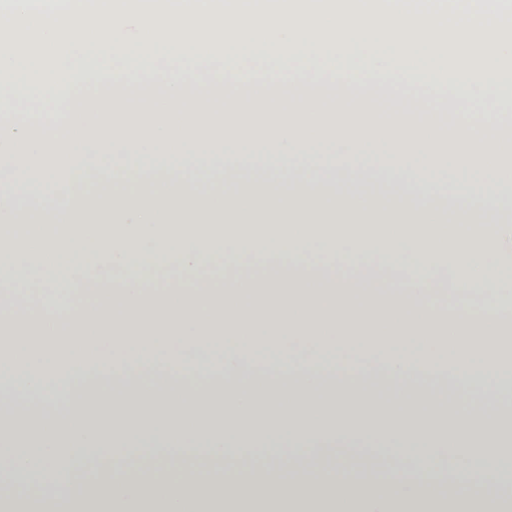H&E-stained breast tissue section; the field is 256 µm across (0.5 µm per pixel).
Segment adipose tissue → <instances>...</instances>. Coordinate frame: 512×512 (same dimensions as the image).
<instances>
[{
    "mask_svg": "<svg viewBox=\"0 0 512 512\" xmlns=\"http://www.w3.org/2000/svg\"><path fill=\"white\" fill-rule=\"evenodd\" d=\"M109 144L156 150L166 167L77 173L60 156L67 178L56 197L22 191L47 149L37 139L0 138L14 165L0 185V404L23 394L53 392L66 371L82 379L81 399L66 420L43 414H0V512H503L496 492L502 464L512 460V421L444 415L382 402L361 388L307 383L285 387L257 378L238 386L240 368L259 351L316 350L323 359L380 367L386 381L438 375L449 388L498 395L492 378L512 382L499 351L512 334V279L492 275L479 245L494 238L497 258L512 263V225L494 188L512 171L487 168L480 190L438 202L433 161L447 152L466 173L499 156L497 141L435 136L320 132L187 131L112 135ZM271 145L277 159L253 172L240 167L252 148ZM221 147L224 169L186 167L188 149ZM340 146L383 148L388 163L371 176L334 162L306 169L298 152ZM420 164L414 180L405 170ZM344 255L353 272L333 265L294 266L273 279L228 277L202 283L197 267L212 255L227 263L260 253L279 264L302 250ZM105 251L124 277L96 289L89 255ZM381 254L395 261L399 287L377 288ZM176 261L177 279L147 280L142 257ZM453 263L449 285L439 268ZM105 358L113 394L93 381L91 358ZM220 359L228 377L206 376ZM164 362L176 378L163 391L132 382L146 360ZM174 448H197L194 467L175 479L156 468ZM286 450L274 459L271 449ZM317 448L338 449L352 473L336 481L315 460ZM268 457L272 464L218 476L211 463ZM400 466L390 485L378 464ZM111 466L112 482L92 479L65 499L49 485L83 467ZM475 467L479 492L458 493L446 476ZM44 486L15 495L31 476Z\"/></svg>",
    "mask_w": 512,
    "mask_h": 512,
    "instance_id": "obj_1",
    "label": "adipose tissue"
}]
</instances>
